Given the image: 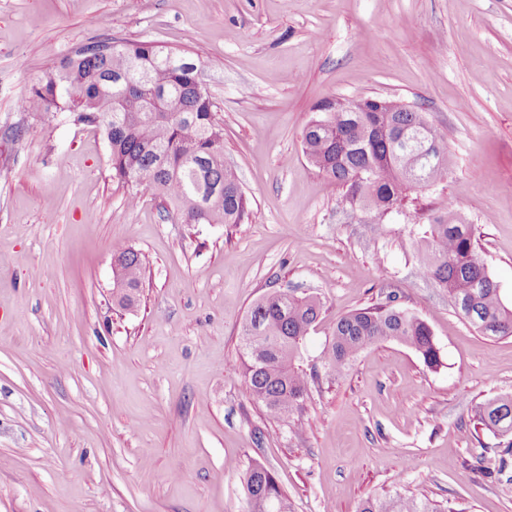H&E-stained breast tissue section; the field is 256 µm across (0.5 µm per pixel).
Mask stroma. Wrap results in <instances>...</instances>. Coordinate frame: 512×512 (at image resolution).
<instances>
[{
    "label": "stroma",
    "mask_w": 512,
    "mask_h": 512,
    "mask_svg": "<svg viewBox=\"0 0 512 512\" xmlns=\"http://www.w3.org/2000/svg\"><path fill=\"white\" fill-rule=\"evenodd\" d=\"M95 39L199 61L252 217L181 224L116 178L102 131L22 110ZM373 96L421 108L449 166L374 225L302 152L312 109ZM512 300V0H0V512H247L260 462L292 512H358L395 491L512 512V449L471 408L512 394V337L465 322L417 274L414 232L448 208ZM144 260L112 303V246ZM324 304L293 420L243 389L240 329L270 291ZM395 299L442 367L385 341L320 372L339 317Z\"/></svg>",
    "instance_id": "stroma-1"
}]
</instances>
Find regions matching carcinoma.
<instances>
[{
	"label": "carcinoma",
	"mask_w": 512,
	"mask_h": 512,
	"mask_svg": "<svg viewBox=\"0 0 512 512\" xmlns=\"http://www.w3.org/2000/svg\"><path fill=\"white\" fill-rule=\"evenodd\" d=\"M195 59L144 43L105 39L63 59L21 105L40 114L66 112L83 125L102 129L115 174L133 192L160 196L182 224H243L247 197L224 163V126L213 103L199 91L187 64ZM304 127L303 153L326 176L346 187L347 197L367 205L372 223L400 212L415 190L447 173L442 132L424 112H399L371 97L328 99ZM419 274L448 295V303L471 326L490 337L512 336V306L499 281L476 254L472 227L453 209L416 233ZM143 276L141 253L123 245L112 251V301L137 305ZM316 296L273 291L250 310L241 335L244 391L278 420L292 418L307 388L297 364L301 342L321 314ZM412 348L429 369L441 366L429 324L407 308L387 303L350 312L336 321L321 353L330 374L341 373L364 349L384 341ZM480 424L512 447V395L474 408ZM248 512H291L273 473L251 465L244 476ZM359 512H456L399 492L365 500Z\"/></svg>",
	"instance_id": "carcinoma-1"
}]
</instances>
